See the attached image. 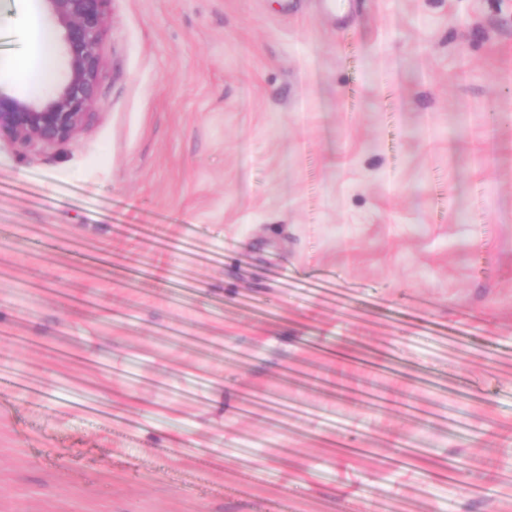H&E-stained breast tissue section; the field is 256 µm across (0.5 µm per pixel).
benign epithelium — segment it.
Wrapping results in <instances>:
<instances>
[{"label":"benign epithelium","mask_w":512,"mask_h":512,"mask_svg":"<svg viewBox=\"0 0 512 512\" xmlns=\"http://www.w3.org/2000/svg\"><path fill=\"white\" fill-rule=\"evenodd\" d=\"M55 23L65 59L62 76L41 100L15 94L0 84V139L23 148H49L73 142L98 104L104 67L101 45L109 25L107 0H39Z\"/></svg>","instance_id":"benign-epithelium-1"}]
</instances>
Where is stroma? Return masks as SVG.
Returning a JSON list of instances; mask_svg holds the SVG:
<instances>
[{
	"instance_id": "1",
	"label": "stroma",
	"mask_w": 512,
	"mask_h": 512,
	"mask_svg": "<svg viewBox=\"0 0 512 512\" xmlns=\"http://www.w3.org/2000/svg\"><path fill=\"white\" fill-rule=\"evenodd\" d=\"M106 8L77 144L0 141V512H512V0Z\"/></svg>"
}]
</instances>
